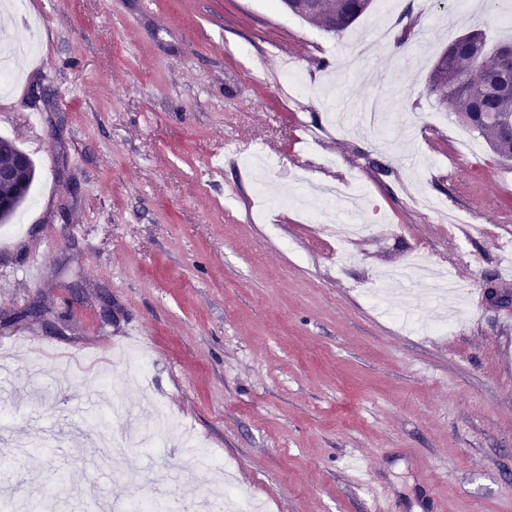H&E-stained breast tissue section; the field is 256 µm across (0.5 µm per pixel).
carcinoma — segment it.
<instances>
[{
  "mask_svg": "<svg viewBox=\"0 0 512 512\" xmlns=\"http://www.w3.org/2000/svg\"><path fill=\"white\" fill-rule=\"evenodd\" d=\"M372 0L357 6L355 0H335L334 24L327 28L340 33L369 9ZM511 49L512 43L500 42L493 50L487 49V38L480 29H471L456 37L437 59L429 78V91L441 100L454 103L464 124L486 139L490 149L503 162H512V133L498 120L497 112L512 109V100H499L496 104L483 103L472 89L488 83L505 61L502 50Z\"/></svg>",
  "mask_w": 512,
  "mask_h": 512,
  "instance_id": "carcinoma-1",
  "label": "carcinoma"
}]
</instances>
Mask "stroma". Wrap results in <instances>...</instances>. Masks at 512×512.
I'll list each match as a JSON object with an SVG mask.
<instances>
[{
	"label": "stroma",
	"instance_id": "1",
	"mask_svg": "<svg viewBox=\"0 0 512 512\" xmlns=\"http://www.w3.org/2000/svg\"><path fill=\"white\" fill-rule=\"evenodd\" d=\"M443 13L374 0L334 34L281 0H0L31 45L8 63L0 137L36 168L0 234V414L30 446L0 461L14 512L62 472L119 508L194 512L231 485L263 512H512V167L427 90ZM368 97L386 130L341 122ZM260 153L273 169L249 165ZM260 184L312 203L335 185L366 232L341 259L321 223L261 207ZM415 255L463 291L439 334L396 312L430 323L441 300L379 283ZM157 402L213 464L175 431L114 448ZM102 413L108 440L87 447L72 431ZM45 432L61 447L35 448Z\"/></svg>",
	"mask_w": 512,
	"mask_h": 512
}]
</instances>
